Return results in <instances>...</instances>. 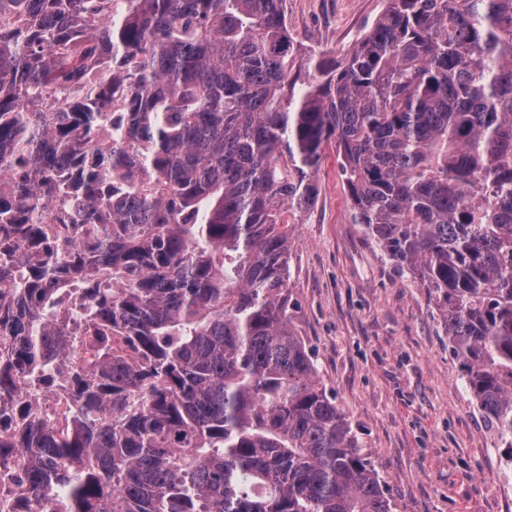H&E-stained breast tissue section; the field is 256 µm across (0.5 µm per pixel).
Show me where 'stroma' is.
Instances as JSON below:
<instances>
[{"instance_id":"35a3bbf8","label":"stroma","mask_w":512,"mask_h":512,"mask_svg":"<svg viewBox=\"0 0 512 512\" xmlns=\"http://www.w3.org/2000/svg\"><path fill=\"white\" fill-rule=\"evenodd\" d=\"M382 0H287L301 48L342 59ZM292 217L288 311L396 512H512V466L433 299L353 223L335 152Z\"/></svg>"}]
</instances>
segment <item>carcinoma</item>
<instances>
[{
  "instance_id": "obj_1",
  "label": "carcinoma",
  "mask_w": 512,
  "mask_h": 512,
  "mask_svg": "<svg viewBox=\"0 0 512 512\" xmlns=\"http://www.w3.org/2000/svg\"><path fill=\"white\" fill-rule=\"evenodd\" d=\"M512 458V0H385L340 63L285 0H0V400L81 349L0 457L48 512H393L288 313L325 145ZM84 362V356L58 359L56 367L46 374L51 380H21L7 406L5 417L19 416L22 412L28 418H40L58 428L63 427L73 412L70 375L76 367H84Z\"/></svg>"
}]
</instances>
